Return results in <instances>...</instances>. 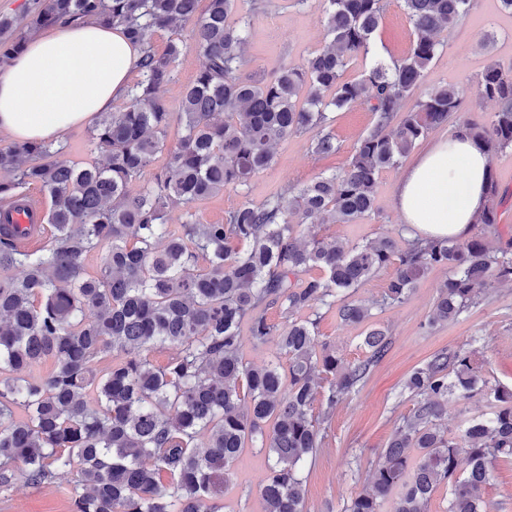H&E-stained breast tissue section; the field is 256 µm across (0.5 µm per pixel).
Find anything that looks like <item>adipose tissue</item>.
<instances>
[{
  "mask_svg": "<svg viewBox=\"0 0 512 512\" xmlns=\"http://www.w3.org/2000/svg\"><path fill=\"white\" fill-rule=\"evenodd\" d=\"M141 56L121 28L58 24L31 39L0 74V131L15 140L54 141L111 111ZM488 157L464 128L408 164L397 210L412 236L466 237L487 203Z\"/></svg>",
  "mask_w": 512,
  "mask_h": 512,
  "instance_id": "1",
  "label": "adipose tissue"
}]
</instances>
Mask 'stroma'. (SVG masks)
<instances>
[{
    "label": "stroma",
    "mask_w": 512,
    "mask_h": 512,
    "mask_svg": "<svg viewBox=\"0 0 512 512\" xmlns=\"http://www.w3.org/2000/svg\"><path fill=\"white\" fill-rule=\"evenodd\" d=\"M238 13L248 22L244 57L246 70L253 75H269L283 62L300 63L323 45L318 0H308L302 8H255L250 0H238ZM412 30L402 0H387L383 26L370 57L404 56ZM441 39L443 44L424 74V89L476 82L490 65L512 74V13L504 11L499 0H473L470 15L444 32ZM203 64V57L188 44L177 62L174 81L161 90L171 111H178L185 87ZM371 123V112L359 105L334 113L330 126L339 149L323 160L310 155L309 137L305 134L274 144L271 164L255 175L245 190L228 189L196 203L201 221L223 222L225 212L242 202L260 204L288 184H303L320 174L343 169ZM491 169L505 193L498 229L503 238H512V149L494 153ZM402 172L399 165L381 172L375 210L370 216L353 224L321 225L317 229L319 237L347 248L382 236L404 243L409 234L399 222L395 202V187ZM447 275L446 268L434 267L417 283L404 304L375 309V322L389 330L390 346L364 385L340 404L326 423L323 446L305 469L308 512H344L351 498L363 490L381 461L396 424L413 409L414 402L404 389L406 378L436 352L477 348L485 360V377L491 383L512 387V283L489 279L479 304L453 323L427 329L424 322L437 288ZM363 331V326L341 321L336 309L320 311L319 339L344 362L364 358L360 346ZM269 466L264 449L247 448L233 465L224 493L217 501L220 512H263L260 490ZM491 470L492 478L482 489L488 512H512V464L496 461ZM74 480V474H64L36 491L24 479H17L10 490L0 493V512H69V489Z\"/></svg>",
    "instance_id": "obj_1"
}]
</instances>
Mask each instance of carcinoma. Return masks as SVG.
<instances>
[{"instance_id":"1","label":"carcinoma","mask_w":512,"mask_h":512,"mask_svg":"<svg viewBox=\"0 0 512 512\" xmlns=\"http://www.w3.org/2000/svg\"><path fill=\"white\" fill-rule=\"evenodd\" d=\"M319 2L325 45L261 81L245 72L246 29L230 21L236 0H208L200 15L198 0H40L26 30L0 40L2 64L28 35L93 18L122 27L142 47L126 104L94 123L91 163L74 164L53 142L0 147L8 174L0 180L7 203L0 209V492L19 476L39 490L75 471L70 512H218L215 500L250 443L272 458L264 512H307L303 470L322 446L323 424L388 350L387 329L370 322L372 308L348 300L350 293L394 264L377 306L400 305L429 269L444 267L448 277L427 319L432 329L457 320L488 279L512 280V243L495 247L486 236L500 220L492 174L479 232L463 249L446 238H414L398 249L388 237L345 248L315 233L320 224L368 215L382 170L472 97L495 102L497 111L488 125L461 121L468 135L488 154L512 148V77L500 68L489 66L474 86L422 88L440 33L468 16L471 0H403L413 26L407 54L349 81L343 73L368 56L386 0ZM179 21L192 23L205 64L183 92L182 135L167 165L134 192L166 150L172 112L161 89L186 48L174 39L159 54L152 35ZM412 95L414 109L396 119ZM358 104L372 125L342 170L259 205L245 201L219 224L193 210L210 195L245 189L270 164L274 143L291 135L313 133L316 160L335 154L330 114ZM31 185L49 197L54 229L35 251L18 244L4 219L26 204ZM174 208L179 224L169 223ZM93 250L102 260L90 274L84 260ZM314 268L321 274L308 275ZM273 305L280 325L268 320ZM334 305L342 321L367 324L364 359L346 365L318 346L319 310ZM245 325L254 345L276 341L287 364L245 362ZM156 348L174 350L161 367L144 356ZM45 361V376L26 375ZM482 370L478 350L461 349L438 352L409 375L415 408L346 512H428L443 482L448 512H484L488 463H512V388L491 384ZM477 394L488 412L449 434L441 424L448 402Z\"/></svg>"}]
</instances>
